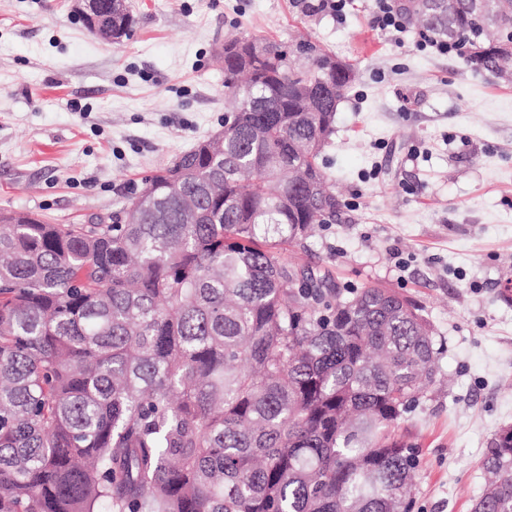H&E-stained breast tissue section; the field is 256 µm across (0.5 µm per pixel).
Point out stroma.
Wrapping results in <instances>:
<instances>
[{
  "mask_svg": "<svg viewBox=\"0 0 512 512\" xmlns=\"http://www.w3.org/2000/svg\"><path fill=\"white\" fill-rule=\"evenodd\" d=\"M130 37H94L77 0H0V210L52 224L120 217L143 180L219 130L232 107L215 54L232 33L312 42L349 60L324 171L343 207L310 240L340 286L382 284L446 346L400 423L419 447L415 512H470L493 434L512 425V86L415 28L319 0H127Z\"/></svg>",
  "mask_w": 512,
  "mask_h": 512,
  "instance_id": "stroma-1",
  "label": "stroma"
}]
</instances>
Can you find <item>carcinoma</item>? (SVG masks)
<instances>
[{"label":"carcinoma","mask_w":512,"mask_h":512,"mask_svg":"<svg viewBox=\"0 0 512 512\" xmlns=\"http://www.w3.org/2000/svg\"><path fill=\"white\" fill-rule=\"evenodd\" d=\"M425 32L512 84V0H419ZM224 42V129L146 178L124 221L0 211V512H412L401 419L443 341L391 288L310 263L342 200L323 150L354 64L302 36ZM471 512H512L494 433Z\"/></svg>","instance_id":"carcinoma-1"}]
</instances>
